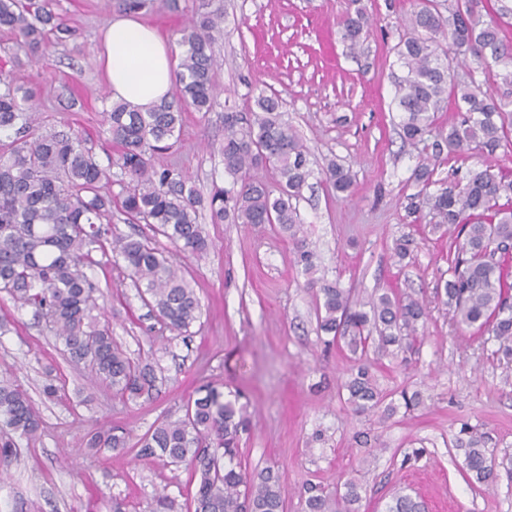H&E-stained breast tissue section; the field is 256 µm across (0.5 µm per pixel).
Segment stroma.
Here are the masks:
<instances>
[{
    "mask_svg": "<svg viewBox=\"0 0 512 512\" xmlns=\"http://www.w3.org/2000/svg\"><path fill=\"white\" fill-rule=\"evenodd\" d=\"M371 18L359 53L339 36L350 0H223L224 37L215 52L219 95L211 112L187 110L180 141L155 157L201 194L224 184L220 147L224 108L247 112L258 93L277 95L283 119L310 151L314 171L297 202L316 254V275L350 289L354 298L390 289L413 294L428 307L421 340L405 358L370 356L381 388L421 390L425 405L388 419L354 416L343 383L354 365L339 348H325L315 315V291L295 262L292 244L274 224H213L201 216L211 246L181 264L200 301L201 316L184 332L171 331L144 306L111 254L93 249L87 272L116 342L154 367L151 396L125 402L62 355L31 309L0 293V378L31 396L42 428L36 439L15 436L16 456L0 470V512H152L165 493L177 512H193L197 480L185 465H162L136 449L102 451L90 460L83 438L92 428L121 425L144 434L205 384L237 394L250 418L241 442L247 470L283 471L285 512H305L303 486L334 493L338 478L362 485L360 512H384L392 492L408 487L427 512H512V476L494 487L469 485L453 439L462 426L481 433L496 458L512 457V363L494 340L459 329L436 290L448 278L454 240L434 229L428 208L410 212L421 187L412 172L429 157L427 144L402 142L394 97L403 75L393 50L403 18L420 0H360ZM195 0H153L138 17L170 44L191 16ZM71 37L32 64L14 69L34 89L46 125L81 129L99 160L115 156L104 112L110 104L98 63L99 35L115 8L108 0H52ZM355 176L350 195L328 192L325 158ZM411 254L396 264L397 239ZM65 383L59 397L41 394L47 373ZM367 432L378 451L364 460L354 440Z\"/></svg>",
    "mask_w": 512,
    "mask_h": 512,
    "instance_id": "obj_1",
    "label": "stroma"
}]
</instances>
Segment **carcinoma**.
I'll use <instances>...</instances> for the list:
<instances>
[{
    "label": "carcinoma",
    "mask_w": 512,
    "mask_h": 512,
    "mask_svg": "<svg viewBox=\"0 0 512 512\" xmlns=\"http://www.w3.org/2000/svg\"><path fill=\"white\" fill-rule=\"evenodd\" d=\"M512 15L505 3L452 0L441 8L437 0L422 6L404 22L394 46L407 70L396 82L395 101L404 112L402 137L420 142L435 134L432 158L420 161L414 180L426 190L435 184L431 160L446 154L460 157L472 151L484 157L462 181L425 194L423 203L437 218L434 228L457 230L456 248L448 254V281L443 305L456 326L478 327L500 341L498 353L512 360V172L490 162L498 150L512 151V40L504 34L503 18ZM224 8L216 0H199L190 21L179 30L183 52L171 97L143 110L121 101L105 113L117 158L102 165L73 128H46L34 104L32 89L0 73V290L14 302L48 319L69 360L87 366L90 374L126 401L155 389L152 366L132 359L112 340L110 327L100 322L96 284L85 268L93 263V247L122 259L124 272L154 316L171 331L182 332L200 318L201 303L180 264L149 239L131 233L108 239L107 221L117 206L132 224H149L176 251L201 257L210 243L199 222L205 209L212 224H276L291 240L298 263L313 273L314 251L302 229L294 201L311 176L309 151L282 119V102L261 94L251 117L230 107L224 110V144L220 148L229 186L216 187L203 198L175 169L155 170V156L171 151L179 141L182 114L192 107L211 111L216 102L215 45L224 36ZM342 39L361 49L369 28L363 8L340 18ZM0 28L20 39L35 56L51 43L70 38L57 21L51 0H0ZM473 56L484 80L471 75L457 80L456 68ZM506 89L492 94L489 80ZM467 106L460 123L448 131L435 129V113L443 96ZM118 166L127 177L115 196L102 193L110 170ZM258 167L277 176L278 192L251 175ZM326 185L337 193L354 186L351 171L331 159L322 170ZM318 325L354 355L370 348L404 353L417 341L418 323L428 311L405 292H383L369 306L352 300L351 292L335 282L317 290ZM348 402L358 413L383 406L384 395L370 366L361 363L344 383ZM184 416L164 417L140 436L135 446L143 457L184 464L200 474L194 512H284L282 476L268 467L249 472L238 461L242 435L250 422L238 396L228 398L213 386L198 390L184 404ZM41 419L20 385L0 379V459L11 457L14 431L31 439ZM131 431L100 427L84 437L91 456L104 449L129 447ZM463 451L467 478L489 487L496 482L495 458L484 437L468 428L456 437ZM306 512H358L361 486L352 479L336 489L303 487ZM385 512H425L423 502L405 488L391 495Z\"/></svg>",
    "instance_id": "1"
}]
</instances>
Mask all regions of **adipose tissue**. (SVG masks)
<instances>
[{
	"label": "adipose tissue",
	"instance_id": "adipose-tissue-1",
	"mask_svg": "<svg viewBox=\"0 0 512 512\" xmlns=\"http://www.w3.org/2000/svg\"><path fill=\"white\" fill-rule=\"evenodd\" d=\"M170 47L133 17L110 18L98 56L113 99L147 107L170 97L174 84Z\"/></svg>",
	"mask_w": 512,
	"mask_h": 512
}]
</instances>
